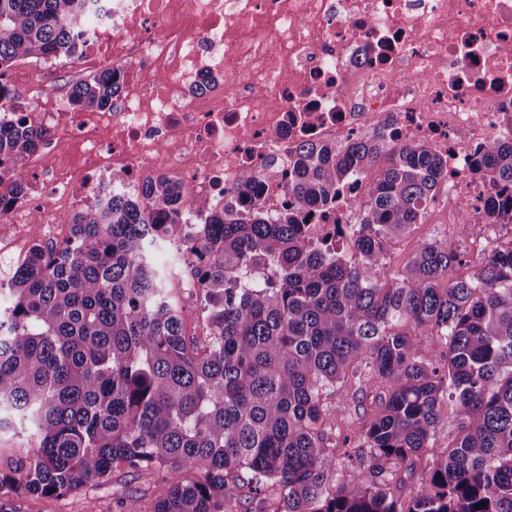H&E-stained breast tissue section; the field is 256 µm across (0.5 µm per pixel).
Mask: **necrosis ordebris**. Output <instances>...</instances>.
Segmentation results:
<instances>
[{"label":"necrosis or debris","mask_w":512,"mask_h":512,"mask_svg":"<svg viewBox=\"0 0 512 512\" xmlns=\"http://www.w3.org/2000/svg\"><path fill=\"white\" fill-rule=\"evenodd\" d=\"M79 43L85 64L119 72L120 104L40 102L48 134L0 213V258L25 252L30 213L61 242L63 208L159 174L224 201L242 168L284 172L303 140L350 132L434 146L469 224L486 195L472 154L512 135V0H112ZM364 188L334 218L307 215V237L347 245Z\"/></svg>","instance_id":"4bbe7bcc"}]
</instances>
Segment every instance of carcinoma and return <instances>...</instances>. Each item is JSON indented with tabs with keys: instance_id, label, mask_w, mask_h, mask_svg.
Here are the masks:
<instances>
[{
	"instance_id": "carcinoma-1",
	"label": "carcinoma",
	"mask_w": 512,
	"mask_h": 512,
	"mask_svg": "<svg viewBox=\"0 0 512 512\" xmlns=\"http://www.w3.org/2000/svg\"><path fill=\"white\" fill-rule=\"evenodd\" d=\"M86 2L0 0V113L20 99L5 83L16 62L78 54ZM120 92L107 66L69 96L84 112ZM44 139L26 115L0 118V212ZM380 162L355 207L351 253L308 244L303 215L336 210L350 180ZM472 165L485 215L512 224V138ZM275 174L242 172L238 199L188 234L175 227L182 185L168 176L97 198L68 220L70 240L35 241L0 282V448L25 439L0 469V512L114 472L145 488L112 512H242L245 488L253 512H512V246L477 262L453 241L424 240L381 277L384 242L424 222L448 176L426 142L306 141L271 215L258 181ZM160 242L176 245L191 287L158 264ZM463 265L468 280L454 277ZM183 295L199 336L186 334ZM418 336L431 337L425 356ZM348 379L352 401L325 402ZM449 405L456 436L436 448ZM352 411L359 431L342 437L336 424ZM415 457L416 491L394 494Z\"/></svg>"
}]
</instances>
